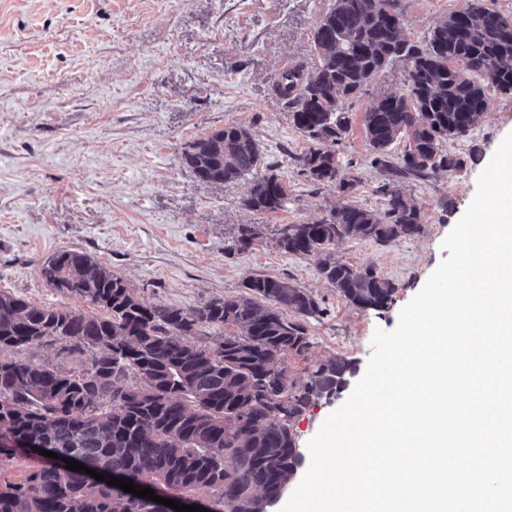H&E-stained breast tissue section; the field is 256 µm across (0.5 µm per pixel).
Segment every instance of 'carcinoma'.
Wrapping results in <instances>:
<instances>
[{
	"mask_svg": "<svg viewBox=\"0 0 512 512\" xmlns=\"http://www.w3.org/2000/svg\"><path fill=\"white\" fill-rule=\"evenodd\" d=\"M402 19V0H333L311 32L317 62L292 63L273 83L294 125L314 141L296 157L301 172L352 191L355 179L333 149L350 123L340 101L359 97L394 61L409 65L406 88L377 98L365 114L371 164L389 176L380 187L384 216L346 203L274 239L285 254L326 255L324 279L363 309L387 306L396 286L370 267L331 260L333 246L351 237L387 244L419 234L421 212L398 180L461 169L463 160L445 144L487 112L488 90L512 91V18L474 4L438 22L422 45L404 38ZM398 141L404 147L394 163L389 151ZM264 156L249 129L228 123L190 143L183 162L207 184L254 179L245 205L275 213L288 187ZM41 274L93 311L38 307L0 291V471L17 458L18 444L39 448L25 454L23 481L0 485V512H157L153 501L131 499L82 470H60L65 457L165 495L206 490L209 512H265L301 463L290 421L346 383L348 363L332 359L301 389L269 390V372L308 349L306 320L322 314L318 300L258 275L239 297L193 307L147 304L77 251L57 253ZM200 336L209 342H195ZM55 341L90 350L88 367L66 372L11 355Z\"/></svg>",
	"mask_w": 512,
	"mask_h": 512,
	"instance_id": "obj_1",
	"label": "carcinoma"
}]
</instances>
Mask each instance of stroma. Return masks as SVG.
<instances>
[{"label":"stroma","instance_id":"obj_1","mask_svg":"<svg viewBox=\"0 0 512 512\" xmlns=\"http://www.w3.org/2000/svg\"><path fill=\"white\" fill-rule=\"evenodd\" d=\"M512 17V0H403L405 39L420 43L442 18L472 2ZM331 0H0V290L77 313L83 300L46 286L54 254L93 255L143 302L193 307L238 297L264 274L309 291L322 308L310 347L289 356L303 386L330 359L351 361L349 385L308 405L292 422L300 453L364 375L375 329L396 327L401 308L448 253L441 242L472 202L477 179L512 132V94L491 91L489 108L447 145L465 164L406 179L422 214L419 235L380 245L350 238L336 260L393 281L388 308L362 309L321 275V257L274 245L286 224L324 220L353 201L375 214L386 203L385 172L371 163L364 116L382 93L404 87L408 65L388 67L359 98L336 158L357 185L351 194L302 174L296 156L311 141L273 92L285 65L312 63L311 31ZM249 127L288 186L282 210L263 214L244 200L251 179L199 182L182 161L188 143L224 124ZM257 237L238 249L239 230Z\"/></svg>","mask_w":512,"mask_h":512}]
</instances>
